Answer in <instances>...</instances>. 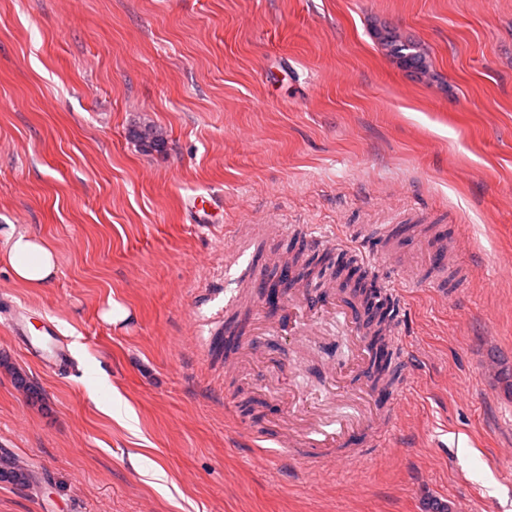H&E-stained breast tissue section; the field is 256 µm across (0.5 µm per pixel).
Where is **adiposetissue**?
<instances>
[{"instance_id": "obj_1", "label": "adipose tissue", "mask_w": 512, "mask_h": 512, "mask_svg": "<svg viewBox=\"0 0 512 512\" xmlns=\"http://www.w3.org/2000/svg\"><path fill=\"white\" fill-rule=\"evenodd\" d=\"M0 264L26 287H49L59 273L55 251L38 235L8 227L0 233Z\"/></svg>"}]
</instances>
